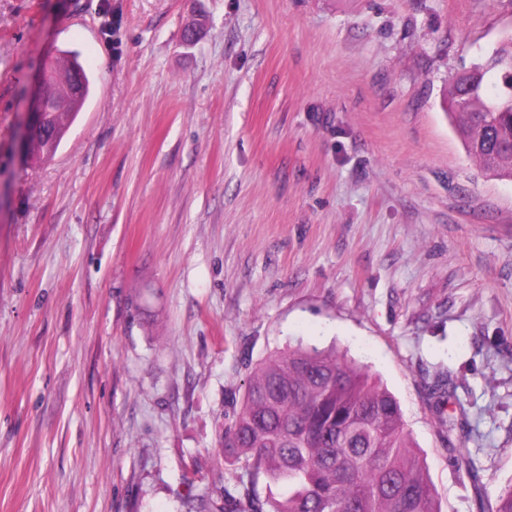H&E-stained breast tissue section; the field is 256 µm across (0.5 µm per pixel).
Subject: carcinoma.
Wrapping results in <instances>:
<instances>
[{
	"instance_id": "carcinoma-1",
	"label": "carcinoma",
	"mask_w": 512,
	"mask_h": 512,
	"mask_svg": "<svg viewBox=\"0 0 512 512\" xmlns=\"http://www.w3.org/2000/svg\"><path fill=\"white\" fill-rule=\"evenodd\" d=\"M80 77V100L90 93L82 65L50 70ZM512 35L485 61L462 72L476 90L466 111L451 112L470 156L498 177L512 178ZM62 80L50 112L29 138L30 150L53 155L79 108L58 109ZM224 454L243 462L267 488L284 489L264 501L246 488H204L182 502L183 512H440L398 401L367 369L315 346L294 347L256 364L247 378L235 426L224 433Z\"/></svg>"
}]
</instances>
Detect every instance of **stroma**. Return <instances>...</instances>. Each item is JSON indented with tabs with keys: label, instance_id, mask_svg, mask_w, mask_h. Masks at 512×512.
<instances>
[{
	"label": "stroma",
	"instance_id": "obj_1",
	"mask_svg": "<svg viewBox=\"0 0 512 512\" xmlns=\"http://www.w3.org/2000/svg\"><path fill=\"white\" fill-rule=\"evenodd\" d=\"M510 32L512 0H0V512L238 493L248 373L299 343L395 396L441 512L495 505L512 180L445 101ZM64 51L93 95L42 160L20 127Z\"/></svg>",
	"mask_w": 512,
	"mask_h": 512
}]
</instances>
